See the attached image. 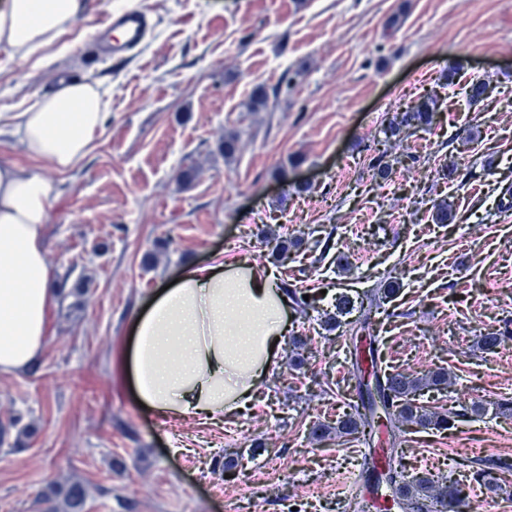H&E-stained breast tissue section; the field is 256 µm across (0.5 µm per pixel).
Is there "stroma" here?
<instances>
[{
  "instance_id": "1",
  "label": "stroma",
  "mask_w": 512,
  "mask_h": 512,
  "mask_svg": "<svg viewBox=\"0 0 512 512\" xmlns=\"http://www.w3.org/2000/svg\"><path fill=\"white\" fill-rule=\"evenodd\" d=\"M135 1L153 17L150 39L127 59L99 53L90 33L103 11ZM88 3L52 47H0V113L62 78L99 85L108 112L65 173L0 137V164L55 184L45 237L58 288L39 364L0 377V512H43L39 492L69 481L86 487V512H344L364 445L310 429L335 422L360 373L318 312L289 310L279 369L220 428L159 423L110 369L151 294L218 252L272 268L324 307L397 271L396 314L373 329L381 359L405 374L447 369L453 385L422 402L460 414L451 429L407 432V470L453 482L467 460L512 458V416L482 411L512 400V0ZM476 81L487 91L474 102ZM430 96L433 124L385 149L416 163L375 179L382 128ZM445 197L455 219L434 223ZM275 238L289 241L287 260ZM492 332L500 345L480 349ZM469 500L512 512V470L472 482Z\"/></svg>"
}]
</instances>
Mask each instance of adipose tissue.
<instances>
[{
    "label": "adipose tissue",
    "mask_w": 512,
    "mask_h": 512,
    "mask_svg": "<svg viewBox=\"0 0 512 512\" xmlns=\"http://www.w3.org/2000/svg\"><path fill=\"white\" fill-rule=\"evenodd\" d=\"M83 0H10L0 45L19 53L53 45ZM107 114L95 86L64 82L19 112L0 113V135L54 171L73 169L94 148ZM55 198L40 172L0 165V376L36 365L57 300L45 226ZM288 298L270 268L215 255L183 267L133 319L120 369L135 401L161 422L218 423L246 408L279 366Z\"/></svg>",
    "instance_id": "1"
}]
</instances>
